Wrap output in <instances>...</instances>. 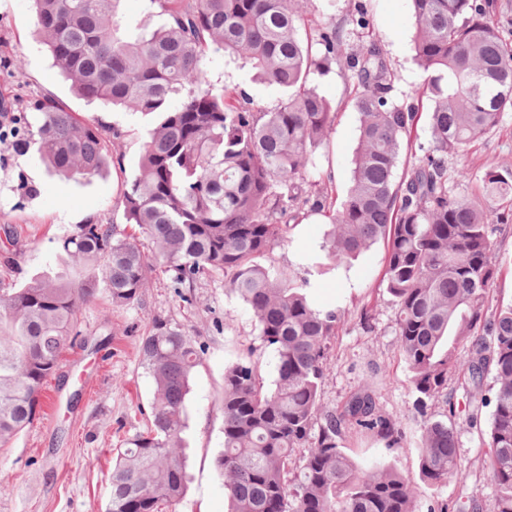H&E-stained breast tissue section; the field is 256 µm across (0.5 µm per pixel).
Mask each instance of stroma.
Instances as JSON below:
<instances>
[{"label":"stroma","instance_id":"stroma-1","mask_svg":"<svg viewBox=\"0 0 512 512\" xmlns=\"http://www.w3.org/2000/svg\"><path fill=\"white\" fill-rule=\"evenodd\" d=\"M300 7L307 28L342 29L352 54L364 42L352 20L368 10L370 29L395 75L394 99L426 110V101L418 97L423 78L413 59L415 25L408 0H300ZM207 74L214 89L246 88L265 110L283 97L280 88L253 80L249 68L228 61L220 51L209 52ZM319 89L333 103L336 118L314 162L339 204L350 186L359 114L349 98L345 67L332 65ZM34 94L52 96L82 122L113 127L119 136L109 144L107 169L87 179L49 174L37 159L19 155L12 141L0 142V289L19 287L32 274L57 267L58 239L79 225L100 222L125 229L121 200L139 173L146 137L144 121L132 111L90 104L74 94L37 39L31 0H0V103L8 112H27ZM505 168L512 169V112L481 143L449 155L448 182L464 193L487 172ZM462 170L468 181H460ZM329 224L328 214H309L287 243L273 251L270 263L295 278L308 277L302 259L324 261ZM491 240L499 267L487 292V307L493 310L512 303V222L494 225ZM386 255V242H377L337 272L318 277L310 290L316 305L345 311L328 354L322 402L338 408L360 389L374 390L382 412L403 429V447L386 450L376 437L354 428L345 429L343 445L368 465L384 464L416 476L421 418L413 409L411 373L395 334L396 307L383 288ZM192 297V303H184L174 294L168 274L158 270L141 303L115 307L102 295L81 309L84 345L65 352L42 392L34 423L0 452V485L5 488L0 512H106L112 451L151 421L154 383L138 348L156 317L181 325L205 347L193 375L183 434L188 488L172 512H227L224 478L216 464L224 447V371L257 350L262 374L270 382L274 355L262 350L252 313L226 292L223 277L201 278ZM489 415L483 407L476 422L457 419L458 455L467 477L449 480L437 490L417 481L419 512L437 502L458 512L472 501L478 512H493L495 490L481 471L488 453Z\"/></svg>","mask_w":512,"mask_h":512}]
</instances>
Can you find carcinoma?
Segmentation results:
<instances>
[{
  "label": "carcinoma",
  "mask_w": 512,
  "mask_h": 512,
  "mask_svg": "<svg viewBox=\"0 0 512 512\" xmlns=\"http://www.w3.org/2000/svg\"><path fill=\"white\" fill-rule=\"evenodd\" d=\"M119 2L33 0L41 43L74 92L149 116L154 127L122 197L134 232L81 224L61 240L59 257L86 267L83 276L45 270L0 292V448L35 420L48 378L80 336V309L102 292L116 307L139 301L161 264L177 289L224 275L275 355L271 388L258 356L224 371L217 466L229 512H418L410 476L366 467L341 446L350 425L388 450L401 444L400 425L374 391L353 394L339 409L321 403L328 345L345 311L314 307L310 282L265 264L307 213L332 207L323 179L308 180L307 166L334 123L317 80L343 60L359 146L346 198L331 215L329 257L340 265L388 241L383 284L422 417L419 478L439 489L466 477L459 407L446 402L440 419L428 413L445 396L448 373L465 371L475 389L466 405L491 407L485 470L494 512H512V304L484 310L497 273L489 229L512 217V170L488 173L465 194L448 186V155L475 145L512 112V46L489 19V3L409 0L430 144L401 170V145L418 113L392 99L393 74L371 35L350 55L334 29L304 37L295 0H150L166 22L146 33L119 17ZM214 46L243 57L254 78L280 87L284 98L266 111L243 88L215 92L206 62ZM34 111L15 118L19 152L59 175L102 172L106 129L79 121L51 96L35 100ZM462 344L471 350L466 364L457 360ZM140 354L155 385L151 425L117 449L107 512H162L187 488L182 434L203 349L159 317ZM490 372L494 385L485 394Z\"/></svg>",
  "instance_id": "cac0c4a2"
}]
</instances>
